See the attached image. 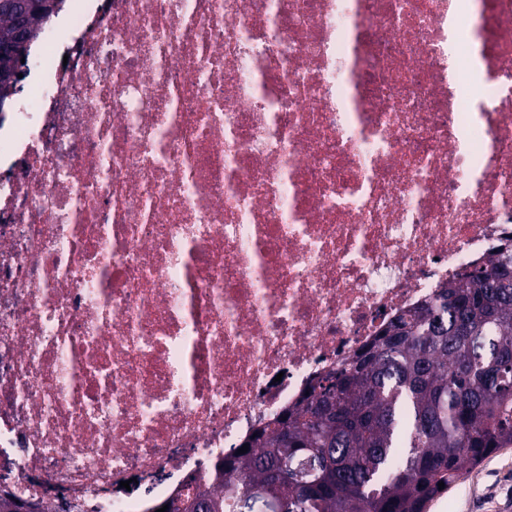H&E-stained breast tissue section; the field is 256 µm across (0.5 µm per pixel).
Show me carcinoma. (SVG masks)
<instances>
[{
    "instance_id": "cac0c4a2",
    "label": "carcinoma",
    "mask_w": 512,
    "mask_h": 512,
    "mask_svg": "<svg viewBox=\"0 0 512 512\" xmlns=\"http://www.w3.org/2000/svg\"><path fill=\"white\" fill-rule=\"evenodd\" d=\"M64 2L32 12L14 64ZM14 37L0 11V65ZM254 442L167 512H427L512 445V248L390 320Z\"/></svg>"
}]
</instances>
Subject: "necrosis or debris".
Here are the masks:
<instances>
[{
    "label": "necrosis or debris",
    "mask_w": 512,
    "mask_h": 512,
    "mask_svg": "<svg viewBox=\"0 0 512 512\" xmlns=\"http://www.w3.org/2000/svg\"><path fill=\"white\" fill-rule=\"evenodd\" d=\"M31 55L0 126V491L187 498L512 238V0H68Z\"/></svg>",
    "instance_id": "4bbe7bcc"
}]
</instances>
